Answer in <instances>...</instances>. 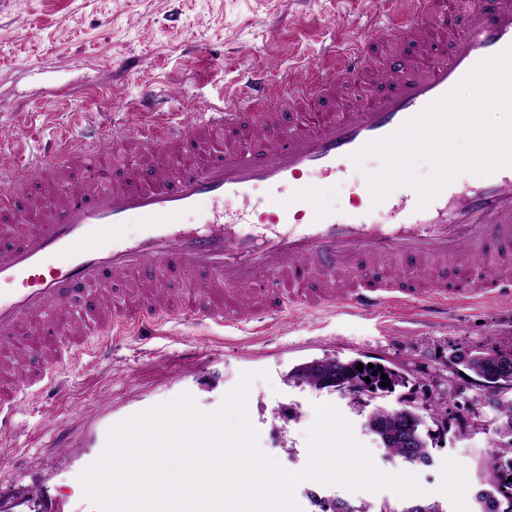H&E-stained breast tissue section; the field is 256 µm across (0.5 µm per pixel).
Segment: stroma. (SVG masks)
I'll return each instance as SVG.
<instances>
[{
  "instance_id": "stroma-1",
  "label": "stroma",
  "mask_w": 512,
  "mask_h": 512,
  "mask_svg": "<svg viewBox=\"0 0 512 512\" xmlns=\"http://www.w3.org/2000/svg\"><path fill=\"white\" fill-rule=\"evenodd\" d=\"M392 23L390 0H0V149L39 153L45 141L80 123L124 136L147 114L200 112L225 89L243 85L251 67L278 74L321 66L351 35ZM381 167L367 158L339 178L313 179L315 203L345 211L357 183ZM512 345V305H477L445 314L349 316L332 310L285 312L261 335L167 320L156 335L113 342L112 354L58 364L63 396L22 404L13 429L0 433V500L15 512H95L79 475L99 456L102 426L189 393L197 407L216 410L245 371L255 381L248 415L261 450L289 470L307 461L305 433L313 403L335 405L376 467L417 475L425 498L449 512H474L475 477L488 458L491 433H475V418L494 412L477 402L448 355L488 342ZM338 356L381 362L400 371L409 398L439 445L428 466L406 467L367 427L349 398L295 382L299 364ZM446 403L444 419L432 401ZM336 497L377 512L399 503L391 490L351 491L312 481L298 486L302 512H320L312 495Z\"/></svg>"
}]
</instances>
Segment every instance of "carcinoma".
<instances>
[{
	"label": "carcinoma",
	"mask_w": 512,
	"mask_h": 512,
	"mask_svg": "<svg viewBox=\"0 0 512 512\" xmlns=\"http://www.w3.org/2000/svg\"><path fill=\"white\" fill-rule=\"evenodd\" d=\"M505 358L512 360V350L503 352L496 346H481L460 357L457 364L474 377L483 380V386L492 390L485 396V402L494 412V417L486 422V430L494 435V448L486 462L485 469L497 474L493 482H481L474 494V512H492L488 504L494 501L512 505V390L502 393L494 391L498 381L497 368ZM360 359L325 357L303 363L293 369L291 377L317 390L321 389L322 377L333 374L336 384L351 389V401L361 409L371 407L368 422L378 430L377 437L384 440L386 450L402 459L410 466H429L433 462L436 443L431 433L425 430V420L413 407L403 404L399 407L371 405V400L394 393L397 388L406 386L408 380L397 370L384 365L363 363V370L357 369ZM382 373L373 374L376 369ZM387 374L389 385L382 386L381 374ZM370 381H365V378ZM410 438L415 447H405L404 439ZM425 505L428 512H448L439 501L408 500L395 504L389 512H417V506Z\"/></svg>",
	"instance_id": "1"
}]
</instances>
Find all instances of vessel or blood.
Instances as JSON below:
<instances>
[{"mask_svg":"<svg viewBox=\"0 0 512 512\" xmlns=\"http://www.w3.org/2000/svg\"><path fill=\"white\" fill-rule=\"evenodd\" d=\"M391 31L374 28L340 60L283 76L256 73L191 121L161 114L124 142L136 153L175 151L176 166L128 167L102 184L107 139L62 135L36 155L0 161V351L15 375H0V430L13 427L18 398L60 389L52 362L79 363L90 339L139 333L172 318L235 330L293 308L350 315L490 304L512 298V167L455 181L427 207L395 189L339 215L319 209L308 178L342 176L368 142L398 130L451 91L481 60L512 46V0H394ZM407 54L385 52L388 43ZM369 73L373 91L356 104L331 97L349 76ZM302 107L283 126L278 106ZM78 161L82 181L49 215L18 205L13 182L54 161ZM245 208L229 215L225 198ZM203 212L204 225L186 223ZM137 221L141 235L111 238ZM274 287L259 288L257 271ZM180 289L167 288V277ZM101 283L94 305L74 312L85 285ZM124 285L115 303L105 283Z\"/></svg>","mask_w":512,"mask_h":512,"instance_id":"vessel-or-blood-1","label":"vessel or blood"}]
</instances>
